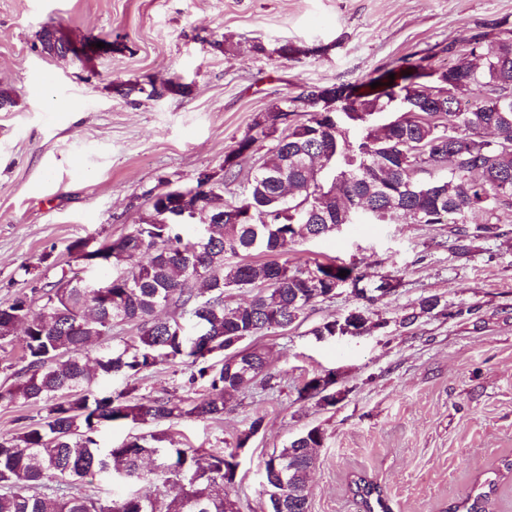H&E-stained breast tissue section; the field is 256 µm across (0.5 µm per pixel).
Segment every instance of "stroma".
Here are the masks:
<instances>
[{"mask_svg": "<svg viewBox=\"0 0 512 512\" xmlns=\"http://www.w3.org/2000/svg\"><path fill=\"white\" fill-rule=\"evenodd\" d=\"M46 28L72 53L41 52ZM510 28L512 0H0V89L12 97L0 107V302L29 292L36 276L92 278L67 253L70 241L116 240L147 212L148 192L220 170L279 100L310 85L368 82L411 54L446 66L462 40L480 34L489 44ZM285 45L293 54L280 55ZM175 76L187 93L128 90ZM452 230L396 218L300 241L288 264L333 259L398 287L373 302L339 287L300 326L259 336L269 381L243 390L222 418L128 423L102 429L99 443L155 431L182 448L238 450L227 492L239 512H267L264 461L317 427L309 512H359L349 491L357 474L382 485L391 512H445L512 455V233L461 256ZM428 294L449 315L401 327ZM469 306L475 314L459 315ZM356 309L368 334L313 336ZM329 372L336 405L299 399L307 380ZM187 375L160 365L139 392L182 398ZM258 417L259 433L236 449Z\"/></svg>", "mask_w": 512, "mask_h": 512, "instance_id": "obj_1", "label": "stroma"}]
</instances>
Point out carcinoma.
<instances>
[{"label": "carcinoma", "instance_id": "carcinoma-1", "mask_svg": "<svg viewBox=\"0 0 512 512\" xmlns=\"http://www.w3.org/2000/svg\"><path fill=\"white\" fill-rule=\"evenodd\" d=\"M483 39H466L457 63L446 70L412 54L375 78L379 86L367 92L334 87L355 112H385L404 103L395 120L367 127L355 143L322 117L316 85L273 105L233 151L240 157L272 139L237 199H224L228 181L236 178L232 166L222 168L203 197L211 211L250 209L256 219L190 234L185 224L163 223L162 212L194 188L151 196L141 223L104 245L116 268L112 306L65 273L1 302L0 350L14 348L19 323L26 327L18 364L5 366L12 382L0 384V400L41 405L46 414L19 432L0 434V512H237L217 488L233 484L238 453L204 456L197 448H169L157 434L101 448L97 433L124 422L222 416L237 393L266 379L267 353L251 339L299 325L306 308L336 295L342 282L363 299L396 288L385 278L373 288L362 286L365 274L353 265L258 262L250 259L254 252L275 256L300 238H319L361 218L456 224L453 249L461 255L478 239L506 235L502 225L512 223V31L488 51ZM40 43L49 54L69 51L48 29ZM297 107L305 119L285 121L282 109ZM314 157L329 169H351L355 177L326 188L309 168ZM477 215L482 220L471 221ZM226 288L257 292L245 306H228ZM446 308L441 297L422 296L400 324L412 326ZM129 322L137 325L136 335L89 358L90 346L112 339V328ZM166 362L188 367V395L175 401L137 394L136 380ZM106 376L127 385L101 396L94 383ZM335 383L331 372L313 378L299 398L334 406L336 393L329 388ZM322 441L321 430L312 428L265 461L268 512H309L312 450ZM96 472L140 489L102 501L83 489ZM507 473L512 475L509 458L446 512H494ZM168 484L179 485V493L162 491ZM351 488L362 512H391L378 483L359 476Z\"/></svg>", "mask_w": 512, "mask_h": 512}]
</instances>
